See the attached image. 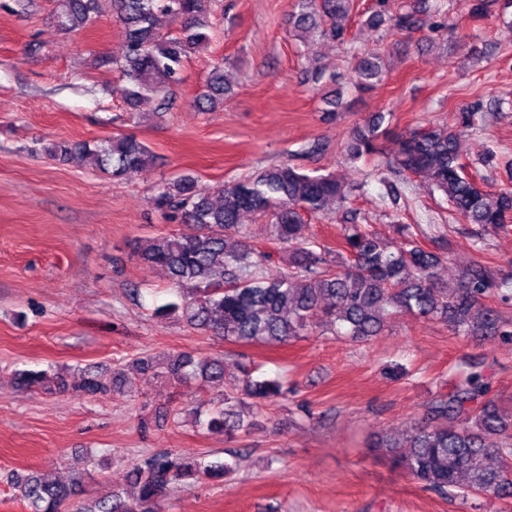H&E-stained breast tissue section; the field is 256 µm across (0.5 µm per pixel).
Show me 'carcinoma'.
Masks as SVG:
<instances>
[{
  "instance_id": "cac0c4a2",
  "label": "carcinoma",
  "mask_w": 512,
  "mask_h": 512,
  "mask_svg": "<svg viewBox=\"0 0 512 512\" xmlns=\"http://www.w3.org/2000/svg\"><path fill=\"white\" fill-rule=\"evenodd\" d=\"M297 8L294 29L341 45L352 43L347 19L354 0H297ZM209 10L210 0H112V11L124 29V54L118 66L126 79L121 95L130 112L151 100L160 109L168 105L185 59L210 42ZM97 12V0H58L55 19L61 29L79 31L92 24ZM447 14L448 0H435L431 12L396 11L392 0H375L365 24L378 29L388 22L411 32L439 27ZM383 76L378 55L360 57L355 67L359 88L368 90ZM230 93L224 68L216 65L195 103L207 111L224 104ZM499 107L480 95L461 105L449 123L409 129L397 136L391 162L394 177L427 179L431 189L443 194L456 219L477 227L472 247L478 253L486 237L512 231V187L496 188L494 177L481 172L494 167V150L486 149L470 163L463 160L460 143L477 130L486 112ZM385 120L386 113L378 112L353 130L346 144L351 159L371 161L381 156ZM42 152L63 165L90 159L114 177L139 171L153 161L150 150L133 135L93 143L54 141ZM361 190L358 181L346 183L332 172L315 174L287 162L209 189L186 174L158 184L155 208L188 230L158 236L140 254L143 262L164 273L177 296L157 307L155 314L174 316L240 345L281 344L324 326L338 336L365 340L403 312L437 319L456 336L476 333L512 343V319L488 304L494 298L512 306V259L494 274L476 256L447 282L439 275L445 256L423 247L412 225L400 223L399 212L393 213V219L401 242L394 247L356 222V213L347 204ZM334 210L343 212L345 219L336 262L328 259L326 248L314 249L306 235L307 218ZM246 214L267 219L271 236L288 250V267L272 269L270 256L248 243V228L241 223ZM224 364L222 357L192 352L132 360L141 375L218 385L224 383ZM235 368L238 385L217 395L207 419L199 422L207 432L227 438L257 425L243 418L242 406L259 410L288 394L279 379L258 376L250 363L238 361ZM122 377L124 371H116L108 383L91 368L71 380L49 370L15 373L21 389L78 398L107 396ZM488 393L487 376L472 371L451 392L431 398L421 421L405 435L382 437L372 447L387 449L392 462L425 488L463 504L479 495L512 499V412ZM233 470L227 461L205 464L167 451L153 453L132 467L135 496L114 490L76 512H161L173 489L222 480ZM88 475L85 470L60 482L31 471L13 475L11 485L27 512H66Z\"/></svg>"
}]
</instances>
